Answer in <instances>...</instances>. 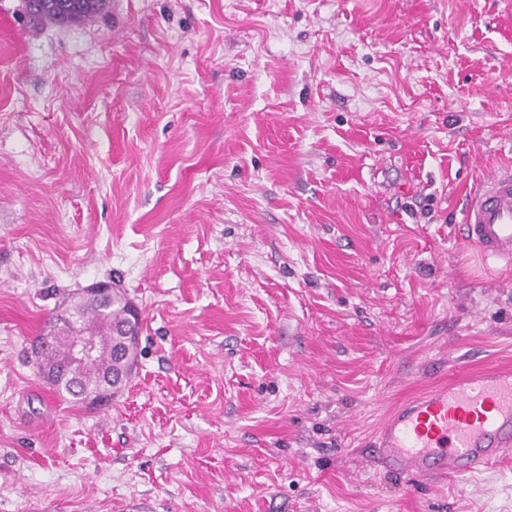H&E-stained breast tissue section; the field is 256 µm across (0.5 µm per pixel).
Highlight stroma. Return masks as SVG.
I'll return each mask as SVG.
<instances>
[{"label":"stroma","instance_id":"obj_1","mask_svg":"<svg viewBox=\"0 0 512 512\" xmlns=\"http://www.w3.org/2000/svg\"><path fill=\"white\" fill-rule=\"evenodd\" d=\"M512 0H0V512H512V457L412 480L390 408L512 366ZM109 281L137 371L66 404L31 345ZM107 0H50V4L28 15L36 20L66 24L72 20L92 16L104 9ZM78 6L75 15L72 11ZM463 231L483 257L512 263V169L493 172L470 191Z\"/></svg>","mask_w":512,"mask_h":512}]
</instances>
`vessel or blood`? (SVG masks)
Segmentation results:
<instances>
[{"label":"vessel or blood","instance_id":"vessel-or-blood-1","mask_svg":"<svg viewBox=\"0 0 512 512\" xmlns=\"http://www.w3.org/2000/svg\"><path fill=\"white\" fill-rule=\"evenodd\" d=\"M463 231L485 258L512 263V170L471 190ZM512 452V368L467 372L392 410L371 453L406 477L475 473Z\"/></svg>","mask_w":512,"mask_h":512}]
</instances>
